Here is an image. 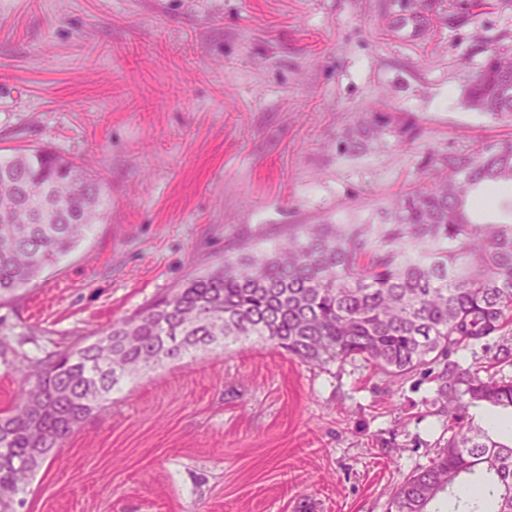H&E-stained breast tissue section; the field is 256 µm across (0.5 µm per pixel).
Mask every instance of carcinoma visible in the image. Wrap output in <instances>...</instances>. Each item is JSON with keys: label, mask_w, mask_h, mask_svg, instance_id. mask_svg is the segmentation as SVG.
Returning <instances> with one entry per match:
<instances>
[{"label": "carcinoma", "mask_w": 512, "mask_h": 512, "mask_svg": "<svg viewBox=\"0 0 512 512\" xmlns=\"http://www.w3.org/2000/svg\"><path fill=\"white\" fill-rule=\"evenodd\" d=\"M470 110L512 120V50H493L464 89ZM394 131L371 112L360 135ZM447 179L422 181L383 224H290L288 238L193 278L101 335L20 371L15 406L0 415V489L23 506L31 478L125 377L153 359L215 352L253 337L308 364L360 360L390 376L425 371L451 435L428 466L394 489L388 512H512V427L467 419L472 407L512 416V376L457 359L488 347L512 322V221L480 222L471 199L512 184V139L441 163ZM102 185L46 148L0 154V298L12 297L73 251L102 215ZM137 337L128 343L126 337ZM50 407L43 437L33 404ZM49 452L43 453L41 449Z\"/></svg>", "instance_id": "obj_1"}]
</instances>
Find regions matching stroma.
<instances>
[{
	"instance_id": "obj_1",
	"label": "stroma",
	"mask_w": 512,
	"mask_h": 512,
	"mask_svg": "<svg viewBox=\"0 0 512 512\" xmlns=\"http://www.w3.org/2000/svg\"><path fill=\"white\" fill-rule=\"evenodd\" d=\"M512 0H0V151L91 166L106 214L0 303V410L17 371L88 339L241 242L378 224L451 154L512 138L464 107ZM390 112L411 142L346 148ZM422 375L311 365L257 339L117 386L20 512H387L449 436Z\"/></svg>"
}]
</instances>
